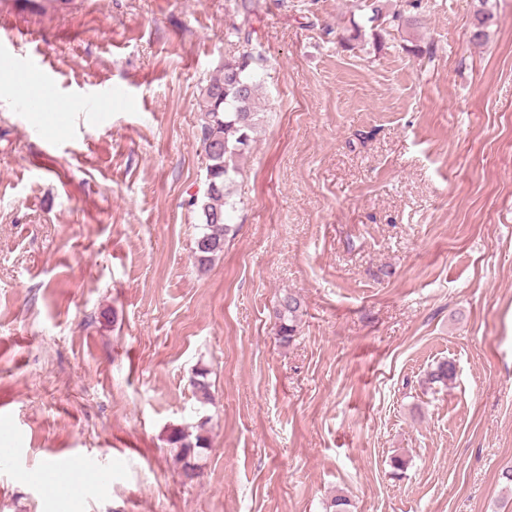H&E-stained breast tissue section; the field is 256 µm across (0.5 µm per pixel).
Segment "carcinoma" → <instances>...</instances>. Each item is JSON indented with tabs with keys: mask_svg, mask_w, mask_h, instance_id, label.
<instances>
[{
	"mask_svg": "<svg viewBox=\"0 0 512 512\" xmlns=\"http://www.w3.org/2000/svg\"><path fill=\"white\" fill-rule=\"evenodd\" d=\"M419 7V0H398L390 8L383 0H361V8L370 12L367 22L374 27L386 24L398 30L414 24L412 12ZM492 19L493 14L489 11L476 12L471 22L472 42L480 44L486 39V29ZM256 63L257 58L249 53L224 60V67L210 81L198 103V112L201 113L198 140L201 155L204 156L206 176L202 197L193 198L191 205L198 208L202 226L194 244V258L202 268L224 252L227 219L237 205L232 199L231 186L241 174L240 161L249 153L259 126ZM301 307L300 299L290 292L279 301L276 310L278 339L284 346L298 335ZM455 372L453 362H439L427 372L425 383L431 387H446L454 379ZM208 375L207 369L199 368L195 370L192 380L194 394L202 403L211 400ZM205 426L204 422L197 425L195 433L184 427H174L168 436L169 444L185 459L184 473L190 479L196 475V466L190 458L195 456L197 450L209 447Z\"/></svg>",
	"mask_w": 512,
	"mask_h": 512,
	"instance_id": "obj_1",
	"label": "carcinoma"
}]
</instances>
